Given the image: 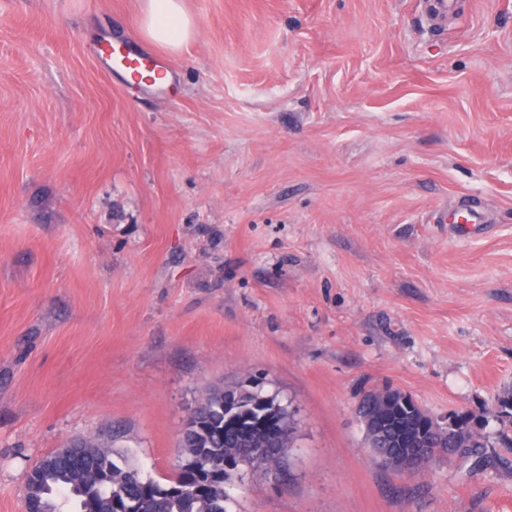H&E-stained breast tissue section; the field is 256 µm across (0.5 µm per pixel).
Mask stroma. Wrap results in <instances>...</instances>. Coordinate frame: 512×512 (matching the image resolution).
Wrapping results in <instances>:
<instances>
[{
	"label": "stroma",
	"instance_id": "obj_1",
	"mask_svg": "<svg viewBox=\"0 0 512 512\" xmlns=\"http://www.w3.org/2000/svg\"><path fill=\"white\" fill-rule=\"evenodd\" d=\"M145 4L0 0V512L81 437L173 478L186 414L246 378L295 423L233 512H512V425L472 477L407 476L356 417L375 387L438 419L512 388V0H183L175 50ZM180 0H149L139 32L155 44L179 48L191 35L193 24ZM101 54L107 61L112 63L114 60L123 69H125V65L127 69L133 68L134 66L131 63L140 60L141 57L138 53H133L124 44H112L110 42L102 44Z\"/></svg>",
	"mask_w": 512,
	"mask_h": 512
}]
</instances>
